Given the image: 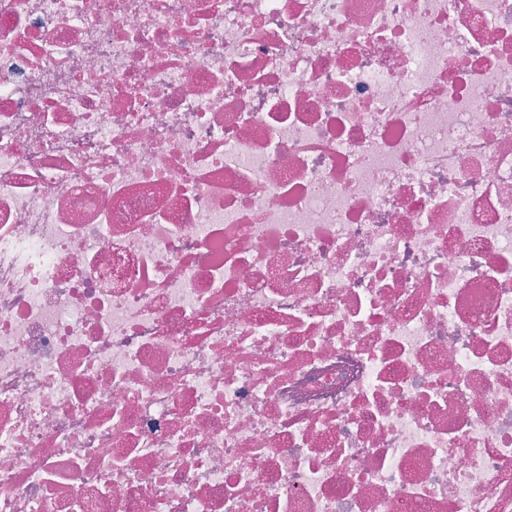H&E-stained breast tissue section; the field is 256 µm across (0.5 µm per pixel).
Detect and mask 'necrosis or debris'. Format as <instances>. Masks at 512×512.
<instances>
[{
    "mask_svg": "<svg viewBox=\"0 0 512 512\" xmlns=\"http://www.w3.org/2000/svg\"><path fill=\"white\" fill-rule=\"evenodd\" d=\"M0 512H512V0H0Z\"/></svg>",
    "mask_w": 512,
    "mask_h": 512,
    "instance_id": "4bbe7bcc",
    "label": "necrosis or debris"
}]
</instances>
